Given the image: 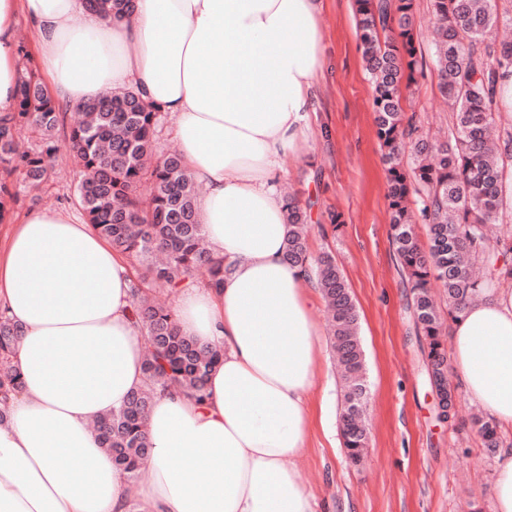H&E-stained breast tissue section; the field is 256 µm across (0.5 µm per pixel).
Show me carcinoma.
<instances>
[{
    "mask_svg": "<svg viewBox=\"0 0 512 512\" xmlns=\"http://www.w3.org/2000/svg\"><path fill=\"white\" fill-rule=\"evenodd\" d=\"M360 48L373 87L377 135L387 165L390 222L398 267L411 291L415 327L428 383L449 385L441 342V315L434 305L435 282L446 288L449 313H457L489 285L501 262L512 255V230L496 239L488 225L508 219L512 194L505 172L512 166V125L496 124L507 106L512 79V42L494 31L507 7L498 0H429L440 40L431 61L438 89L451 113L448 137L430 141L414 117L406 116L403 93L424 73L418 42L416 0H355ZM107 21L127 18L133 0H86ZM66 122L47 87L29 71L20 77L15 111L0 117V213L18 190L8 182L16 171L23 189L34 193L54 174L60 150L68 152L83 177L76 196L86 223L112 248L145 271L132 283V316L146 349L144 386L124 406L95 425L100 445L126 479L141 477L150 453L148 415L157 393L179 389L200 401L209 372L223 357L180 334L174 314L149 299L150 287L174 288L180 277L203 268L207 285L218 288L231 265L214 256L202 237L199 196L180 153L156 157L155 137L163 113L133 90L91 100ZM30 128L38 145L19 151L16 139ZM288 210L285 258L316 279L330 318V343L342 371L341 435L348 458L358 463L368 446L365 411L370 399L358 314L336 258L308 250L306 211L294 198ZM428 225L422 245L413 225ZM20 327L0 315V403L20 390L13 363ZM484 447L500 448L495 427L476 420Z\"/></svg>",
    "mask_w": 512,
    "mask_h": 512,
    "instance_id": "obj_1",
    "label": "carcinoma"
}]
</instances>
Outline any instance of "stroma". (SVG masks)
<instances>
[{"mask_svg":"<svg viewBox=\"0 0 512 512\" xmlns=\"http://www.w3.org/2000/svg\"><path fill=\"white\" fill-rule=\"evenodd\" d=\"M327 69L306 120L314 135L278 175V191L292 194L310 214L311 254L331 248L359 314L370 386L369 442L352 465L340 434L341 388L331 354H323L313 404L324 423L309 439L299 479L315 494L317 512H470L491 508L495 457L471 421V405L455 389L457 417L443 424L425 377L410 308V290L396 270L389 223L386 170L364 68L354 0H319ZM437 76L426 71L404 101L424 129L447 127L448 106ZM56 176L39 201L20 194L12 218L31 210L74 217L78 173L59 153Z\"/></svg>","mask_w":512,"mask_h":512,"instance_id":"35a3bbf8","label":"stroma"}]
</instances>
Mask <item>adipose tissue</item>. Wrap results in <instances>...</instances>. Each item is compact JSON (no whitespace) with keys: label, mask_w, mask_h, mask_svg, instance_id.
<instances>
[{"label":"adipose tissue","mask_w":512,"mask_h":512,"mask_svg":"<svg viewBox=\"0 0 512 512\" xmlns=\"http://www.w3.org/2000/svg\"><path fill=\"white\" fill-rule=\"evenodd\" d=\"M37 39L51 94L71 109L137 89L173 120L202 230L231 270L179 293L182 334L223 358L203 401L160 394L149 415L144 512H315L299 466L316 415L319 294L285 261L288 217L272 177L311 135L323 73L315 0H136L108 22L82 0H0V114L14 111L17 26ZM132 270L90 225L55 210L14 223L0 248V310L21 326V389L0 419V512H129L95 421L145 382ZM452 322L466 398L503 437L491 512H512V287L493 280Z\"/></svg>","instance_id":"ef3b65f1"}]
</instances>
